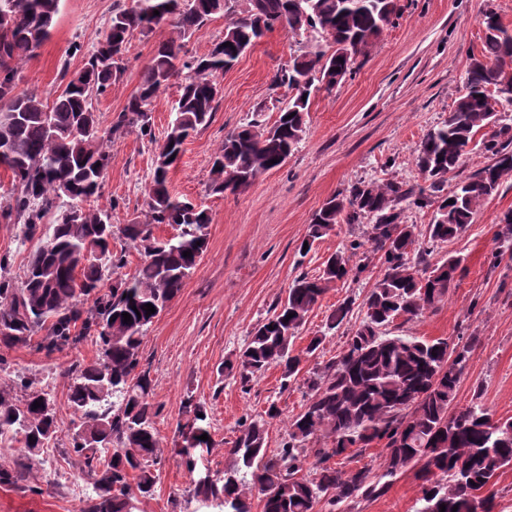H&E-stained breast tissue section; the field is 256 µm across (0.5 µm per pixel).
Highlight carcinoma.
<instances>
[{
    "instance_id": "obj_1",
    "label": "carcinoma",
    "mask_w": 512,
    "mask_h": 512,
    "mask_svg": "<svg viewBox=\"0 0 512 512\" xmlns=\"http://www.w3.org/2000/svg\"><path fill=\"white\" fill-rule=\"evenodd\" d=\"M59 2L0 0L12 14V26L0 28V167L12 173L0 219L25 224L32 234L60 201L77 208L76 215L65 211L56 220L21 287L0 277V325L7 329L0 332V346H25L42 329L40 347L49 353L93 338L98 359L68 373L69 404L79 422L65 452L84 459L93 488L85 512H135L138 498L153 494L164 454L152 379L140 369L139 350L148 328L178 297L203 257L211 223L206 210L172 195L169 172L188 138L210 123L216 78L268 32L286 28L300 38V53L273 79V86L288 90L277 120L271 126L255 118L242 123L224 135L213 159L211 190L238 194L287 162L305 132L310 100L303 96L329 92L351 76L354 55L365 54L395 24L402 6L400 0H115L104 38L48 106L32 92L17 91L16 79L49 37ZM217 14L224 16V36L206 56H186L185 43ZM481 24L482 53L470 58L464 92L419 145L416 165L428 186L415 190L396 180L359 182L313 215L310 244L341 222L370 221V253L351 264L364 246L353 240L327 258L320 275L298 276L273 315L251 332L238 360L240 382L274 366L282 371V386L301 380L309 397L304 410L288 420L287 438L275 454L267 455L266 421L245 420L226 449L230 463L222 474L192 478L189 493L207 512H252L254 491L262 496L263 512H316L322 501L328 512H336L339 504L358 497H380L410 466L422 481L416 512H440L442 504L445 512H469L470 498L512 466V419L496 420L474 400L453 406L471 345L388 332L399 318L437 309L461 265V258L450 256L419 268L422 251L414 226L400 221V206L424 208L440 196L437 216L424 233L434 246L463 233L512 177V122L504 119L512 111V31L493 11L482 14ZM161 26L169 27V36L159 42L127 105L102 130L93 100L119 80L134 33ZM178 77L174 116L158 141L150 106ZM129 132L155 145L154 170L145 222L116 226L94 202L112 164L109 142ZM477 145L492 163L441 195L448 174ZM160 224L176 227L177 233L156 236ZM113 230L143 255L129 279L117 277L125 260L110 248ZM188 250L191 255L183 256ZM375 255L383 273L368 295L361 326L335 360L301 377L302 358L292 349L298 330L332 284L365 272ZM148 303L156 309L151 315ZM351 305L343 302L328 317L325 334L310 339L306 354L316 352L326 334L343 324ZM125 312L131 315L128 323ZM183 414L179 433L189 431L192 439L183 440L179 453L193 474L197 449L210 447V441L199 439L210 434L209 424L199 403L187 401ZM7 436L22 438L25 456L0 465V485L20 487L58 441L55 404L29 377L19 375L14 390L0 391V439ZM375 444L383 445L385 457L382 473L374 478L365 467L347 472L331 463L359 456ZM311 457L309 478L300 472Z\"/></svg>"
}]
</instances>
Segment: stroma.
I'll list each match as a JSON object with an SVG mask.
<instances>
[{"mask_svg":"<svg viewBox=\"0 0 512 512\" xmlns=\"http://www.w3.org/2000/svg\"><path fill=\"white\" fill-rule=\"evenodd\" d=\"M113 0H60L59 15L36 57L24 64L17 88L55 101L65 83L61 67L79 72L84 58L70 55L72 42L93 48L105 34ZM403 14L369 51L359 56L353 77L333 92L312 95L299 148L278 169L271 170L245 192L216 194L209 188L213 158L224 136L252 115L273 124L288 99L287 89H272L274 75L291 62L299 45L287 30L278 29L250 47L217 79L218 107L209 126L188 139L180 161L169 173L171 193L206 209L207 250L181 294L146 332L141 365L153 380L152 402L159 409L158 434L164 448L159 480L152 496L140 499L138 512H197L190 500V475L173 451L183 405L194 401L208 414L213 446L197 467L223 470L224 454L242 419H266L269 404L280 415L267 421V449L275 451L286 435V424L302 411V383L281 385V371L272 367L248 384L225 375L226 363L236 361L259 322L271 316L300 274L318 276L322 263L347 240L366 239L368 224H341L316 240L307 255L298 247L313 215L338 191L365 181L395 179L421 184L415 158L424 134L443 121L464 91L470 58L482 49L480 18L494 10L512 28V0H401ZM162 26L147 35L135 34L123 55L119 83L94 100L101 128H109L140 81L160 41ZM112 164L102 183L99 208L116 224L145 220L146 190L155 146L136 134L114 137ZM512 211V178L478 212L473 224L457 238L431 247L427 265L448 255L464 259L456 284L437 310L393 323L396 334L424 339L446 337L472 345L461 377L456 406L480 399L494 419L512 418V260L494 263L505 213ZM41 243L24 239L19 225L0 223V256L5 271L21 283L27 265ZM381 274L370 263L359 278L336 283L309 313L294 341L305 370L324 367L344 350L364 318L363 304ZM353 306L336 333L324 335L327 317L344 301ZM325 340L306 354L311 337ZM9 362L0 370V388L16 375L36 379L57 408L58 436L66 438L78 422L68 406L67 371L93 362L97 347L83 340L46 354L36 346L0 347ZM81 457L64 454L59 444L48 449L31 484L32 491L0 486V512H82L91 487ZM420 482L414 471L400 475L378 498L343 503L340 512H415Z\"/></svg>","mask_w":512,"mask_h":512,"instance_id":"1","label":"stroma"}]
</instances>
